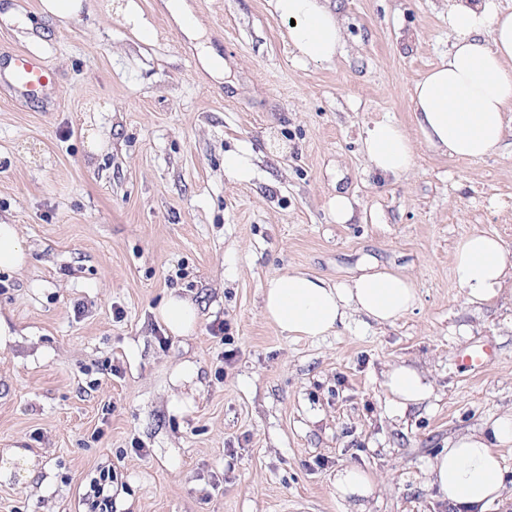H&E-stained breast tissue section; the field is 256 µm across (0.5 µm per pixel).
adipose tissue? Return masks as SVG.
Listing matches in <instances>:
<instances>
[{
	"label": "adipose tissue",
	"mask_w": 512,
	"mask_h": 512,
	"mask_svg": "<svg viewBox=\"0 0 512 512\" xmlns=\"http://www.w3.org/2000/svg\"><path fill=\"white\" fill-rule=\"evenodd\" d=\"M278 16L289 21L288 40L306 63H332L344 46L342 20L326 0H274ZM448 55L416 82L410 101L422 139L440 154L477 160L501 148L512 131V8L500 0H448ZM369 168L397 177L413 167L412 143L400 125L380 121L363 139ZM458 285L466 300L482 307L512 286V259L502 241L485 233L460 239L454 249ZM419 301L414 281L386 270L348 281L291 273L269 280L262 289L266 319L294 338L327 335L353 316L383 326L413 311ZM158 315L175 336L191 333L198 320L194 304L169 294ZM382 385L396 413L427 401L432 382L419 369L399 364L383 375ZM512 446V410L484 429L458 435L436 454L425 484L459 512H488L504 490L502 447Z\"/></svg>",
	"instance_id": "ef3b65f1"
}]
</instances>
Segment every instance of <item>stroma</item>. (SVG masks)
<instances>
[{"mask_svg":"<svg viewBox=\"0 0 512 512\" xmlns=\"http://www.w3.org/2000/svg\"><path fill=\"white\" fill-rule=\"evenodd\" d=\"M86 2L34 32L59 97L0 92V222L31 254L0 271V314L18 334L0 348V452L28 449L37 472L0 481V512H79L104 468L123 491L116 512H354L334 486L347 466L376 480L369 512H449L424 484L429 459L512 409V294L474 308L453 274L468 234L512 253V137L479 160L417 142L398 178L370 171L361 145L378 121L415 134L410 96L448 53V0H330L344 26L330 66L296 59L270 0H185L220 77L165 0H138L148 38ZM243 144L247 182L224 173ZM339 191L353 223L327 209ZM367 265L411 277L414 312L315 339L263 314L269 278L333 284ZM172 292L197 308L188 335L157 316ZM221 322L227 337L212 336ZM487 344L488 364H463ZM400 363L434 384L401 415L382 386ZM181 365L196 376L176 386Z\"/></svg>","mask_w":512,"mask_h":512,"instance_id":"1","label":"stroma"}]
</instances>
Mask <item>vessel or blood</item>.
Masks as SVG:
<instances>
[{
	"mask_svg": "<svg viewBox=\"0 0 512 512\" xmlns=\"http://www.w3.org/2000/svg\"><path fill=\"white\" fill-rule=\"evenodd\" d=\"M0 87L8 89L15 99L36 101L59 92L57 74L40 58L24 51H14L7 68H0Z\"/></svg>",
	"mask_w": 512,
	"mask_h": 512,
	"instance_id": "obj_1",
	"label": "vessel or blood"
}]
</instances>
